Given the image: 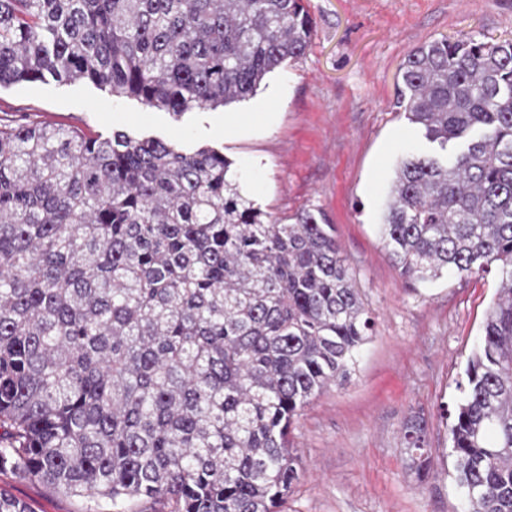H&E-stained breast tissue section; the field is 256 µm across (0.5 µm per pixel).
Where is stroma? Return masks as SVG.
<instances>
[{
  "instance_id": "stroma-1",
  "label": "stroma",
  "mask_w": 512,
  "mask_h": 512,
  "mask_svg": "<svg viewBox=\"0 0 512 512\" xmlns=\"http://www.w3.org/2000/svg\"><path fill=\"white\" fill-rule=\"evenodd\" d=\"M313 20L303 58L226 108L174 119L88 82L0 89V118L69 125L103 138L122 130L232 160L243 194L275 216L324 212L375 327L347 387L330 388L299 418L292 445L304 475L286 512H460L443 407L495 297V275L410 285L379 232L397 161L431 146L398 105L405 56L459 34L512 38V0H305ZM424 418L435 479L409 467L403 424ZM0 489L33 512H82L80 500L12 471Z\"/></svg>"
}]
</instances>
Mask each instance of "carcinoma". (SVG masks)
<instances>
[{
	"instance_id": "cac0c4a2",
	"label": "carcinoma",
	"mask_w": 512,
	"mask_h": 512,
	"mask_svg": "<svg viewBox=\"0 0 512 512\" xmlns=\"http://www.w3.org/2000/svg\"><path fill=\"white\" fill-rule=\"evenodd\" d=\"M304 0H0V88L88 80L178 118L302 58ZM437 145L397 164L381 233L408 282L497 271L449 426L462 512H512V39L400 68ZM233 161L123 131L0 124V469L84 512H284L295 424L374 322L325 214L244 198ZM432 474L426 424L404 426ZM0 512H33L0 490Z\"/></svg>"
}]
</instances>
